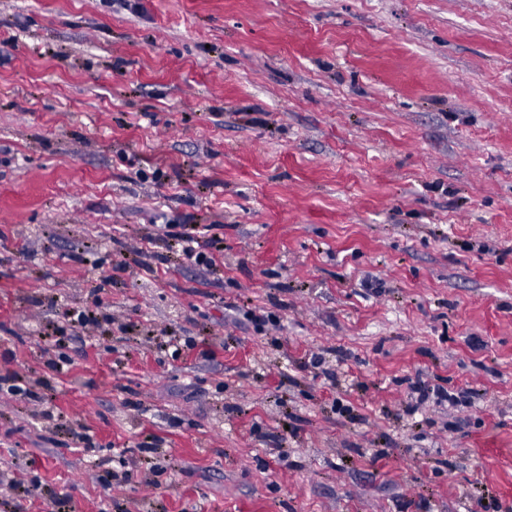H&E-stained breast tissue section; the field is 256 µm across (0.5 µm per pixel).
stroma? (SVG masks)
I'll return each mask as SVG.
<instances>
[{"mask_svg":"<svg viewBox=\"0 0 512 512\" xmlns=\"http://www.w3.org/2000/svg\"><path fill=\"white\" fill-rule=\"evenodd\" d=\"M7 376L0 512H512V0H0ZM164 226L166 228H175L177 226L183 227L184 231L176 233L168 232L167 236H171L180 241L182 252L188 259H192L194 257L195 262L198 265L206 267L210 266V258H208L202 252H196V247L194 244L198 245L199 239L196 234L200 233V231L196 228V224H165Z\"/></svg>","mask_w":512,"mask_h":512,"instance_id":"obj_1","label":"stroma"}]
</instances>
